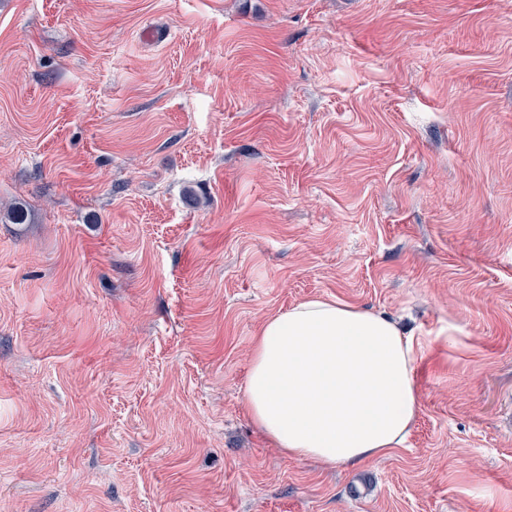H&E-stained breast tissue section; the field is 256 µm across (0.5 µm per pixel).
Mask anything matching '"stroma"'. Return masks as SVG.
<instances>
[{
	"label": "stroma",
	"mask_w": 512,
	"mask_h": 512,
	"mask_svg": "<svg viewBox=\"0 0 512 512\" xmlns=\"http://www.w3.org/2000/svg\"><path fill=\"white\" fill-rule=\"evenodd\" d=\"M316 297L418 342L358 467L246 408ZM0 512H512V0H0Z\"/></svg>",
	"instance_id": "stroma-1"
}]
</instances>
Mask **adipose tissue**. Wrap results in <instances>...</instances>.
Masks as SVG:
<instances>
[{
	"mask_svg": "<svg viewBox=\"0 0 512 512\" xmlns=\"http://www.w3.org/2000/svg\"><path fill=\"white\" fill-rule=\"evenodd\" d=\"M414 339L384 314L312 298L263 323L245 386L289 458L359 466L401 447L418 415Z\"/></svg>",
	"mask_w": 512,
	"mask_h": 512,
	"instance_id": "adipose-tissue-1",
	"label": "adipose tissue"
}]
</instances>
